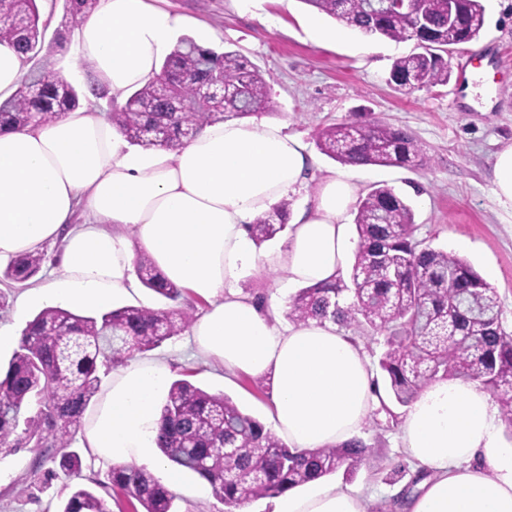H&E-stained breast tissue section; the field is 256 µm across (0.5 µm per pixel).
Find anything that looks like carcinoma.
Segmentation results:
<instances>
[{
  "label": "carcinoma",
  "instance_id": "1",
  "mask_svg": "<svg viewBox=\"0 0 512 512\" xmlns=\"http://www.w3.org/2000/svg\"><path fill=\"white\" fill-rule=\"evenodd\" d=\"M99 0H71L63 28L79 27ZM307 6L366 35L414 40L420 51L393 61L389 82L397 87L446 84L452 76L444 54L476 39L484 27L481 0H457V24L448 25V0L392 9L385 0H301ZM47 25L39 0H0V43L31 61L44 48ZM212 70L238 93L224 102L202 101L197 89ZM157 78L112 108L110 121L132 145L172 153L206 126L226 118L276 111L265 79L235 51L218 52L181 38L165 57ZM84 92L45 69L32 68L15 94L0 103V127L23 128L80 107ZM320 151L344 165L415 167L424 149L402 129L351 118L323 129ZM284 201L249 226L257 244L285 229ZM411 204L388 185L375 186L358 203L357 247L349 281L301 288L288 318H331L385 334L379 369L389 393L411 404L433 381H475L496 393L512 432V334L502 326L498 293L466 261L413 238ZM44 254L26 253L9 262L4 279L24 283L41 269ZM138 279L156 295L175 301L184 288L165 280L145 253L135 259ZM193 314L166 308L123 306L99 316L62 307L41 310L21 333L18 350L0 378V454L28 446L60 470L80 478L82 458L71 449L75 433L100 389L99 371L123 364L130 351L146 353L189 327ZM157 448L174 464L209 483L229 508L275 497L342 469L354 473L367 447L359 439L326 448L288 447L254 416L223 393L187 379L173 381L159 410ZM236 449L224 455V447ZM112 487L143 512H175L177 495L135 465H118ZM59 512H112L108 500L77 483Z\"/></svg>",
  "mask_w": 512,
  "mask_h": 512
}]
</instances>
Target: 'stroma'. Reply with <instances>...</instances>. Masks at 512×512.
Masks as SVG:
<instances>
[{"label": "stroma", "instance_id": "obj_1", "mask_svg": "<svg viewBox=\"0 0 512 512\" xmlns=\"http://www.w3.org/2000/svg\"><path fill=\"white\" fill-rule=\"evenodd\" d=\"M150 3L184 15V35L219 51L238 52L262 73L277 106L273 120L305 141L315 159V178L343 173L353 177L360 194L386 184L404 196L415 211L414 239L468 261L496 289L502 326L512 333V204L500 200L493 185L496 154L512 144V0H482L480 37L456 47L450 65L456 70L469 63V80L455 73L447 84L404 90L389 84V72L395 58L415 52V42L357 33L347 44L318 43L310 21L329 27L333 20L303 0ZM355 115L407 130L426 152L423 165L360 169L318 152V132ZM152 355L171 363L174 378L225 393L272 427L269 377L225 376L223 366L195 357L185 333ZM404 412L384 396L358 434L370 447L366 461L354 476L341 471L332 476L333 482L368 494L369 512H391L395 493L413 491L421 475L400 439ZM72 447L83 461L81 484L110 498L112 512H131L125 499L105 486L109 464L98 461L81 438H74ZM52 467L51 461H38L33 448L1 456L0 512H58L72 480ZM177 494V512H227L193 473H186Z\"/></svg>", "mask_w": 512, "mask_h": 512}]
</instances>
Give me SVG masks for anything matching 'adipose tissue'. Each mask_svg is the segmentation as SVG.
<instances>
[{"label": "adipose tissue", "instance_id": "ef3b65f1", "mask_svg": "<svg viewBox=\"0 0 512 512\" xmlns=\"http://www.w3.org/2000/svg\"><path fill=\"white\" fill-rule=\"evenodd\" d=\"M184 16L149 0H100L82 24L62 77L122 100L160 71ZM314 159L283 125L228 119L176 154L130 147L98 104L25 128L0 129V262L58 246L50 277L28 303L96 314L134 286L136 253L209 302L190 326L198 355L229 374L271 376L275 431L289 447L325 448L356 436L381 392L359 341L330 321L293 322L281 304L258 305L239 288L260 262L289 285L336 282L355 242L347 219L358 186L344 174L309 188ZM305 195L285 233L258 249L248 231L281 201ZM171 370L139 360L112 373L84 438L115 464L161 466L158 404ZM502 421L474 382L429 384L402 418L407 455L427 476L406 512H512V452ZM274 512H366V495L321 480L280 496Z\"/></svg>", "mask_w": 512, "mask_h": 512}]
</instances>
